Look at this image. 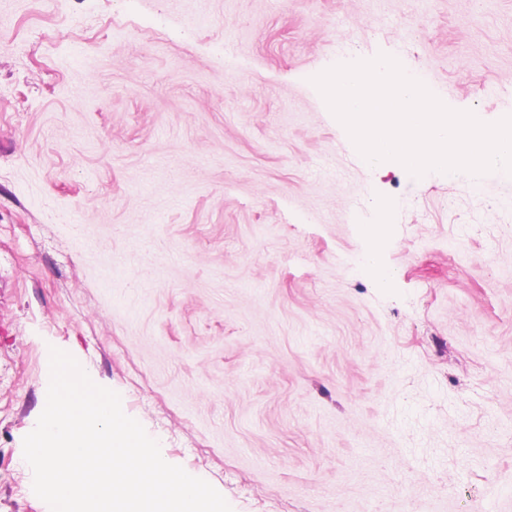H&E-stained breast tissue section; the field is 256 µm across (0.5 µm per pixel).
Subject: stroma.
Here are the masks:
<instances>
[{
    "mask_svg": "<svg viewBox=\"0 0 512 512\" xmlns=\"http://www.w3.org/2000/svg\"><path fill=\"white\" fill-rule=\"evenodd\" d=\"M380 53L512 115V0H0V512L53 347L233 512H512V181L363 162Z\"/></svg>",
    "mask_w": 512,
    "mask_h": 512,
    "instance_id": "stroma-1",
    "label": "stroma"
}]
</instances>
